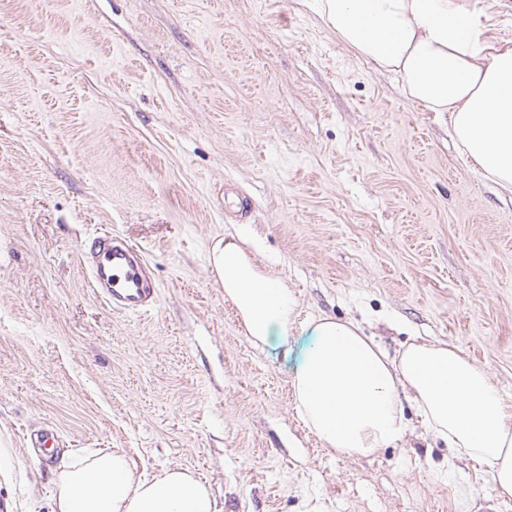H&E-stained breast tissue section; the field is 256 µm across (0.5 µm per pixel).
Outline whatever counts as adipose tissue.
I'll return each instance as SVG.
<instances>
[{"instance_id":"adipose-tissue-1","label":"adipose tissue","mask_w":512,"mask_h":512,"mask_svg":"<svg viewBox=\"0 0 512 512\" xmlns=\"http://www.w3.org/2000/svg\"><path fill=\"white\" fill-rule=\"evenodd\" d=\"M316 13L354 52L400 75L407 95L441 113L458 148L486 178L512 187V45L491 43L455 0H313ZM211 271L246 336L287 337L296 298L255 251L234 238L212 248ZM315 344L292 390L305 427L326 447L369 455L406 429L399 394L463 456L487 465L512 496V407L457 350L410 344L388 353L350 320L317 319ZM52 512H217L206 485L168 468L135 473L125 453L104 451L59 472Z\"/></svg>"}]
</instances>
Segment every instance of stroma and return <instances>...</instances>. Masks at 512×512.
I'll list each match as a JSON object with an SVG mask.
<instances>
[{
	"label": "stroma",
	"mask_w": 512,
	"mask_h": 512,
	"mask_svg": "<svg viewBox=\"0 0 512 512\" xmlns=\"http://www.w3.org/2000/svg\"><path fill=\"white\" fill-rule=\"evenodd\" d=\"M461 2L512 44L502 0ZM401 85L303 0H0V512H50L64 464L115 448L218 512H512L410 400L366 457L293 402L328 316L458 350L512 404V193ZM237 228L295 291L287 342L251 344L210 271ZM99 232L144 256L150 313L92 288Z\"/></svg>",
	"instance_id": "obj_1"
}]
</instances>
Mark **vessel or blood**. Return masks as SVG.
<instances>
[{"label": "vessel or blood", "instance_id": "1", "mask_svg": "<svg viewBox=\"0 0 512 512\" xmlns=\"http://www.w3.org/2000/svg\"><path fill=\"white\" fill-rule=\"evenodd\" d=\"M141 253L122 239L106 234L90 245L87 270L93 288L113 308L131 313L149 312L155 301L144 276Z\"/></svg>", "mask_w": 512, "mask_h": 512}]
</instances>
